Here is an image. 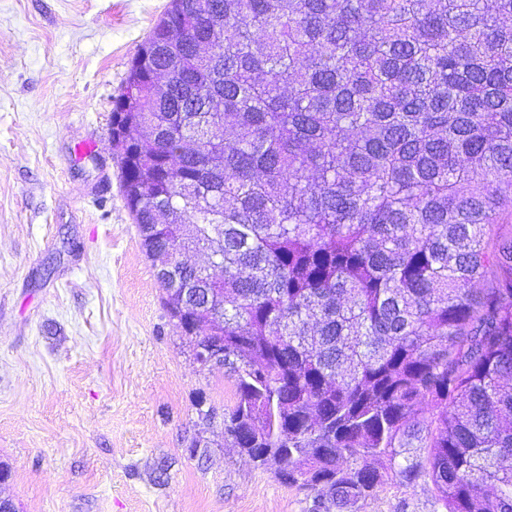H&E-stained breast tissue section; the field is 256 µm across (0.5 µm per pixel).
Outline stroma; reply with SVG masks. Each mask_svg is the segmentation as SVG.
<instances>
[{
    "label": "stroma",
    "instance_id": "stroma-1",
    "mask_svg": "<svg viewBox=\"0 0 512 512\" xmlns=\"http://www.w3.org/2000/svg\"><path fill=\"white\" fill-rule=\"evenodd\" d=\"M169 3L0 0V495L18 512H315L225 441L234 380L197 364L124 200L112 98ZM438 509L429 481L393 478L349 512Z\"/></svg>",
    "mask_w": 512,
    "mask_h": 512
}]
</instances>
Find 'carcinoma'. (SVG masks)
I'll return each mask as SVG.
<instances>
[{
    "mask_svg": "<svg viewBox=\"0 0 512 512\" xmlns=\"http://www.w3.org/2000/svg\"><path fill=\"white\" fill-rule=\"evenodd\" d=\"M165 306L215 310L224 436L343 512H512V0H171L112 98ZM432 485L420 479L414 484H402L398 479H389L372 497L361 500L349 512H437Z\"/></svg>",
    "mask_w": 512,
    "mask_h": 512,
    "instance_id": "cac0c4a2",
    "label": "carcinoma"
}]
</instances>
